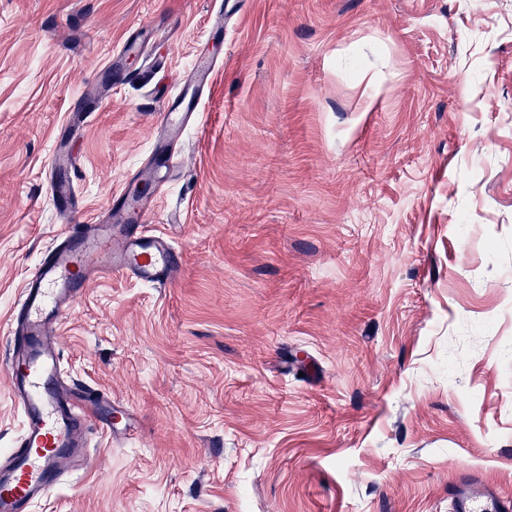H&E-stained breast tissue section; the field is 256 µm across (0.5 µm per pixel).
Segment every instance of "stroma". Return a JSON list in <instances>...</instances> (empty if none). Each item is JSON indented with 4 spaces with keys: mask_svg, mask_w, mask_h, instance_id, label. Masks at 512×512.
Returning <instances> with one entry per match:
<instances>
[{
    "mask_svg": "<svg viewBox=\"0 0 512 512\" xmlns=\"http://www.w3.org/2000/svg\"><path fill=\"white\" fill-rule=\"evenodd\" d=\"M226 2L147 217L180 274L96 279L58 332L127 434L93 429L36 512H451L467 467L512 497V0H0V448L9 316L67 225L56 133L84 113L70 176L104 214Z\"/></svg>",
    "mask_w": 512,
    "mask_h": 512,
    "instance_id": "35a3bbf8",
    "label": "stroma"
}]
</instances>
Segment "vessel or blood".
I'll list each match as a JSON object with an SVG mask.
<instances>
[{"label": "vessel or blood", "mask_w": 512, "mask_h": 512, "mask_svg": "<svg viewBox=\"0 0 512 512\" xmlns=\"http://www.w3.org/2000/svg\"><path fill=\"white\" fill-rule=\"evenodd\" d=\"M216 51L197 53L178 92L169 97L157 123L156 158L137 169L146 184L166 186L183 166L187 128L216 72ZM73 157L60 140L49 162L50 194L58 210L72 212L76 191L69 177ZM153 204L146 197H116L106 219L71 224L42 255L10 319L12 356L6 367L10 391L22 416L12 448L0 454V512H33L63 478L90 464L86 452L92 420L111 418L112 399L64 378L58 328L84 288L107 273L162 284L180 272V255L166 233L147 229ZM452 512H512V500L478 471L448 484Z\"/></svg>", "instance_id": "vessel-or-blood-1"}]
</instances>
